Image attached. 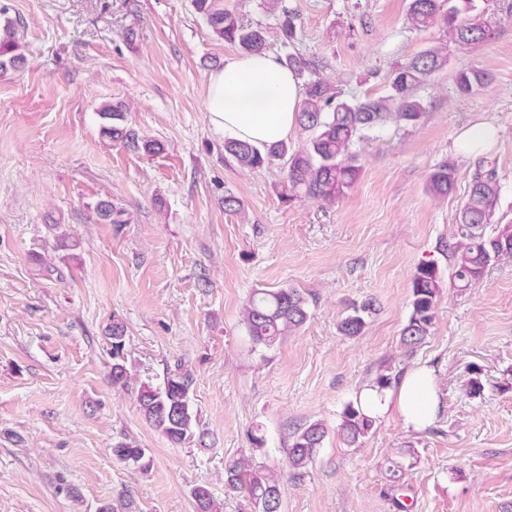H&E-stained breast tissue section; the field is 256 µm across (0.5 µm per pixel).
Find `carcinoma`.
<instances>
[{
    "label": "carcinoma",
    "instance_id": "carcinoma-1",
    "mask_svg": "<svg viewBox=\"0 0 512 512\" xmlns=\"http://www.w3.org/2000/svg\"><path fill=\"white\" fill-rule=\"evenodd\" d=\"M197 13L213 33L237 47L244 54L266 51L268 29L261 24H245L235 13L224 8L223 0H193ZM267 9L274 16L282 45H294L297 39V14L282 5V0H269ZM476 10L474 0H410L407 19L416 30L442 23L445 41L419 52L395 69L391 78V94L385 97L343 98L332 85L320 77L318 62L297 52L279 56L282 66L299 79H305V98L298 112L302 130L309 133L306 144L294 148L282 140L263 147L247 141L229 138L224 141L225 155L248 169H259L275 158L287 159L288 187L280 198L288 203L297 194L323 204H333L351 190L360 174L359 155L351 151L354 141L370 131H382L389 125H415L425 111L418 88L426 85L434 74L448 64L447 45L466 46L486 40L493 34L492 24ZM5 36L0 38V70L16 68L23 63L19 45L12 32V22L6 21ZM485 73L461 71L456 76L457 90L470 94L485 85ZM102 135L114 142L150 152L155 143H138L133 133L121 125L122 105H104L99 109ZM456 172L452 165L441 164L429 175L427 188L435 196H446L454 190ZM501 186L492 168L479 166L473 174L469 194L460 208L458 222L448 241L452 260L450 282L458 288H468L479 281L486 268L503 257H512V224H497L492 233L486 229L498 206ZM96 213L110 224H123V211L109 201L96 205ZM410 315L401 335V345L412 352L431 333L435 321L437 298L441 288L440 270L435 263L419 265L411 282ZM374 304L366 301L352 305L337 325L338 332L356 337L364 332ZM307 299L294 288L259 289L243 309V323L251 344L269 348L288 334L299 330L308 320ZM112 384L125 387L130 380L124 357L125 328L112 322ZM191 374L188 371L167 373L157 387L142 384L138 390L139 411L155 430L170 444L180 446L194 435L197 414L190 400ZM375 418L367 415L361 403L345 406L337 433L352 447L362 443L371 432ZM326 437L325 427L311 423L295 435L287 449L289 469L301 475L313 464L317 449ZM113 457L140 471H147L151 460L146 449L131 441H120L112 448ZM224 489L247 498L253 512H280L282 487L280 476L266 466L255 465L246 453L224 460ZM196 512H215L209 489L197 486L193 490Z\"/></svg>",
    "mask_w": 512,
    "mask_h": 512
}]
</instances>
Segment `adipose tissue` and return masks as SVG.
Masks as SVG:
<instances>
[{
  "label": "adipose tissue",
  "instance_id": "1",
  "mask_svg": "<svg viewBox=\"0 0 512 512\" xmlns=\"http://www.w3.org/2000/svg\"><path fill=\"white\" fill-rule=\"evenodd\" d=\"M302 89L294 75L269 53L242 54L210 73L206 110L225 135L263 146L294 129ZM361 405L372 417L396 410L407 427L420 430L434 419L438 397L432 370L410 371L394 390L367 388Z\"/></svg>",
  "mask_w": 512,
  "mask_h": 512
}]
</instances>
